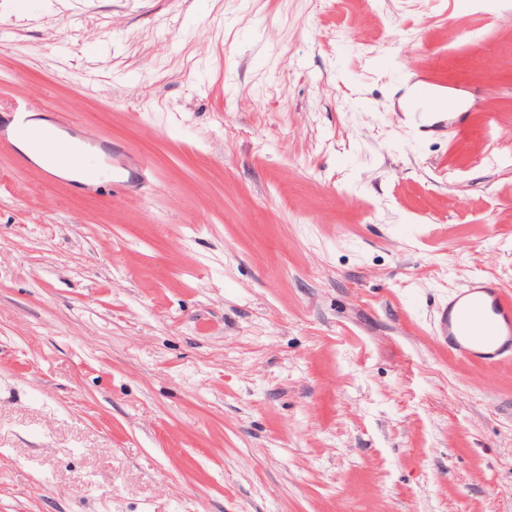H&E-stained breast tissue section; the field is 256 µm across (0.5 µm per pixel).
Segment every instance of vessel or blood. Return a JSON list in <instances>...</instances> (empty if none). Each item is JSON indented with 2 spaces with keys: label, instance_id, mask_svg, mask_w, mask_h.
Masks as SVG:
<instances>
[{
  "label": "vessel or blood",
  "instance_id": "obj_1",
  "mask_svg": "<svg viewBox=\"0 0 512 512\" xmlns=\"http://www.w3.org/2000/svg\"><path fill=\"white\" fill-rule=\"evenodd\" d=\"M40 145L48 155L80 171L88 182L99 180V171L87 163L85 140L45 133ZM439 330L450 352L486 366L496 365L512 356V296L494 279H475L449 299L440 313Z\"/></svg>",
  "mask_w": 512,
  "mask_h": 512
}]
</instances>
